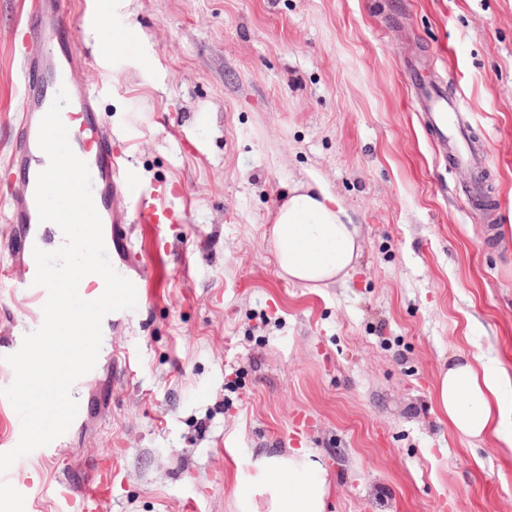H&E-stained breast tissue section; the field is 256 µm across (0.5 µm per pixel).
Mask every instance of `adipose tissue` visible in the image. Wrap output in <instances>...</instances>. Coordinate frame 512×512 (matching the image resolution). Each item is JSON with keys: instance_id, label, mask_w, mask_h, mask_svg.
Returning <instances> with one entry per match:
<instances>
[{"instance_id": "adipose-tissue-1", "label": "adipose tissue", "mask_w": 512, "mask_h": 512, "mask_svg": "<svg viewBox=\"0 0 512 512\" xmlns=\"http://www.w3.org/2000/svg\"><path fill=\"white\" fill-rule=\"evenodd\" d=\"M271 239L279 276L306 288L345 283L362 250L359 224L342 199L316 180L289 186ZM505 377V369L479 356L450 358L433 391L441 420L472 441L500 435L508 412L501 394ZM251 470L248 490L237 495L238 512H324L330 484L309 451L263 456Z\"/></svg>"}]
</instances>
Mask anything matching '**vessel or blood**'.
<instances>
[{
    "label": "vessel or blood",
    "mask_w": 512,
    "mask_h": 512,
    "mask_svg": "<svg viewBox=\"0 0 512 512\" xmlns=\"http://www.w3.org/2000/svg\"><path fill=\"white\" fill-rule=\"evenodd\" d=\"M88 17L86 8L74 7L71 0H29L23 23L11 32L12 38L26 46L17 57L18 110L22 117L8 158L9 166L19 174L18 185L9 201V220L14 225L18 248L13 264L19 268L20 275L12 280L11 286L39 307L46 303L48 292L34 283L37 265L33 250L43 243L37 232L35 190L37 177L47 168L49 159L39 146L38 136L41 120L59 90H67L69 94L61 119L68 129L73 152L88 167L105 243H112L116 238V218L112 213L115 198H122L133 208L139 224H172L178 217L176 194L160 184H143L134 170L113 157L112 131L97 119L95 88L72 78L82 64L78 38ZM417 95L427 125L440 138L449 162L479 167L480 153L470 146L455 123L454 102L423 82L417 85ZM111 484V466H93L78 491L63 492L66 512H104Z\"/></svg>",
    "instance_id": "obj_1"
}]
</instances>
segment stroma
<instances>
[{
    "label": "stroma",
    "mask_w": 512,
    "mask_h": 512,
    "mask_svg": "<svg viewBox=\"0 0 512 512\" xmlns=\"http://www.w3.org/2000/svg\"><path fill=\"white\" fill-rule=\"evenodd\" d=\"M21 2L0 0V345L16 349L38 327L3 280ZM75 2L94 15L77 77L114 152L178 187L186 217L153 232L118 210L145 297L103 326L72 385L81 424L14 462L0 512H61L100 460L107 512H236L249 461L293 448L329 470L326 512H512L504 440L460 437L433 400L456 354L512 376V0ZM111 29L135 42L105 57ZM413 69L486 147L483 204L426 133ZM310 177L362 226L329 288L280 278L270 243L281 194Z\"/></svg>",
    "instance_id": "obj_1"
}]
</instances>
